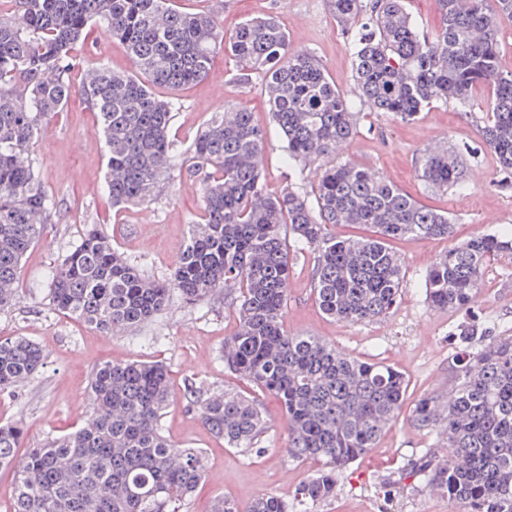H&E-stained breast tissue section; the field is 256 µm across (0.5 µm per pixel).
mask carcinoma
<instances>
[{
	"mask_svg": "<svg viewBox=\"0 0 512 512\" xmlns=\"http://www.w3.org/2000/svg\"><path fill=\"white\" fill-rule=\"evenodd\" d=\"M0 3V308L17 291L22 261L51 223L54 202L40 184L33 144L71 92L72 52L86 30L104 27L136 71L105 65L89 72L85 93L106 148L105 192L112 208L150 203L174 170L199 183L201 212L188 224L170 280L146 277L96 228L53 267L52 307L103 332L130 330L162 314L177 293L187 303L224 296L236 327L224 338V364L277 398L288 430V455L319 468L296 490L305 508L336 496L344 469L376 447L401 414L409 380L383 362L351 357L314 336L284 329L289 239L314 251L313 294L327 317L348 323L384 318L402 295V263L390 242L448 238L451 219L351 163H331L307 194H268L261 177L265 135L245 109L215 112L188 149L170 140L175 103L155 88L177 89L207 75L225 44L244 73L258 74L287 143L288 175L329 157L354 131L352 107L312 57L296 54L272 18L248 19L229 38L214 17L172 8L167 0H14ZM354 27V78L375 111L403 122L428 104L466 103L488 89L483 143L512 175V72L498 63L497 31L512 0H436L440 27L428 37L404 0H329ZM421 180L446 192L467 188L460 159L427 148ZM368 227L366 237L336 227ZM491 260L512 264V231L477 234L432 263L424 287L430 307L463 309L476 299ZM456 384L445 401L420 399L410 414L434 429L446 463L417 467L425 487L463 512H512V336L467 325L459 332ZM44 364L26 337L0 340V393H12ZM90 415L78 429L18 455L23 431L0 421V470L14 473L9 512H180L205 476L199 448L162 433L171 398L161 362H115L90 377ZM189 407L217 438L249 450L267 433L256 400L237 391L217 396L188 383ZM214 512H288L275 495L242 510L222 499Z\"/></svg>",
	"mask_w": 512,
	"mask_h": 512,
	"instance_id": "1",
	"label": "carcinoma"
}]
</instances>
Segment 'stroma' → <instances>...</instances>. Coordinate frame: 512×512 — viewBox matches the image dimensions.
<instances>
[{"label": "stroma", "instance_id": "stroma-1", "mask_svg": "<svg viewBox=\"0 0 512 512\" xmlns=\"http://www.w3.org/2000/svg\"><path fill=\"white\" fill-rule=\"evenodd\" d=\"M175 4L186 12L211 14L228 34L243 20L275 17L291 48L320 61L357 113L353 137L337 144L332 161L355 163L451 217V237L393 241L403 262L402 299L389 316L370 322L339 323L320 313L312 292L314 255L303 251L290 263L284 324L289 333L316 336L352 356L393 365L410 380L402 419L376 448L344 471L335 498L317 505L315 512H462L460 504L429 491L411 474L412 464L425 456L436 457L440 445L434 432L410 424L406 416L419 399L447 395L454 386L452 356L462 323L478 322L497 336L512 334L510 264L499 260L487 264L482 288L470 308L435 311L424 293L431 263L451 245L476 233L498 234L512 228V186L506 184L495 155L482 141L487 90L474 89L467 106L436 102L413 121L403 122L374 111L360 97L353 80L352 31L337 21L329 0H175ZM74 55L68 103L32 150L38 178L56 212L25 256L12 304L0 309V338L33 340L42 348L45 363L13 393H0V421L22 422L23 447H41L81 426L89 409L88 381L95 366L158 360L168 366L172 387L163 433L180 445L203 450L207 458L205 479L184 512H211L220 497L245 507L265 494L286 501L288 512H300L295 490L315 466L290 460L279 401L225 369L224 339L235 328L231 310L177 298L146 326L116 336L61 313L50 303V272L79 242L86 225H99L129 261L162 281L178 262L188 221L201 207L197 185L175 174L157 200L113 210L102 191L104 143L94 131L97 118L82 87L94 65L126 72L133 65L123 45L97 26L89 29ZM240 69L237 59L220 49L204 80L174 91L160 89V96L176 102L169 135L186 146L212 113L236 106L248 109L266 133L262 182L268 193L276 195L289 181L283 165L286 142L272 121L262 78L255 75L240 82ZM437 145L459 153L467 190L435 192L420 179L419 155ZM191 380L211 393L233 389L258 400L269 426L258 450L245 453L227 447L209 432L188 407L185 389Z\"/></svg>", "mask_w": 512, "mask_h": 512}]
</instances>
